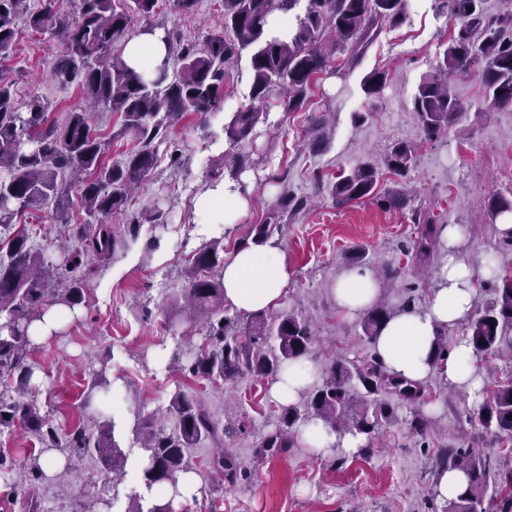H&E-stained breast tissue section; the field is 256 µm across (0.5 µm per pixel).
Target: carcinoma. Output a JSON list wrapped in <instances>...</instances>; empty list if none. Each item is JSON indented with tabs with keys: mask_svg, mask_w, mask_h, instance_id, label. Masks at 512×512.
I'll return each instance as SVG.
<instances>
[{
	"mask_svg": "<svg viewBox=\"0 0 512 512\" xmlns=\"http://www.w3.org/2000/svg\"><path fill=\"white\" fill-rule=\"evenodd\" d=\"M432 2L460 24L439 52L435 71L413 97L427 141L440 139L464 111L450 85L454 75L477 68L489 103L512 105V13H493L486 0ZM58 3L44 0L39 10L30 11L27 0H0V59L13 53L22 21L35 32L58 38L62 54L53 66L54 76L63 84L79 85L84 95V104L68 112L63 123H49L47 104L40 97L21 105L10 83L0 79V227L8 230L26 212L40 208L50 207L64 219L71 205L69 178L81 180L80 204L88 216L84 224L67 225V234L54 243L63 256L57 265L29 245L25 232L0 240L7 256L0 259V374L16 377L23 391L29 390L33 374L30 325L54 306L75 311L88 293L89 261H110L137 243L143 225L166 223V213L158 206L130 215L124 224L106 218L126 213L129 194L155 169L157 147L173 123L188 113L204 119L209 112L223 110L225 78L243 54L249 56L250 105L224 124V173L208 175L213 186L223 176L239 182L246 168L262 161L248 147L260 136L258 128L268 125L273 91L283 90L284 110L301 109L314 75L328 68L336 74L352 70L385 26L407 20L405 0H220L224 30L191 44L165 36L167 54L151 79L113 57L112 48L132 38L134 21L155 14L159 0H121L118 6L115 0H76L75 19ZM275 14L294 17L282 35L268 27ZM387 80L386 71L374 70L364 78L363 90L376 96ZM100 106L122 117L120 130L109 140L92 128L90 112ZM118 137L133 139L138 148L107 163L104 157ZM416 152L415 144L397 141L381 159L340 171L329 183L333 200L344 205L371 198L386 209L411 206L412 197L405 191L377 188L386 172L405 178ZM306 206L307 200L284 194L267 221L252 225L237 245L267 242L279 232L283 214ZM487 209L493 221L512 215V189L494 193ZM413 223L417 227L411 250L420 271L429 273L444 223L418 211ZM223 271L224 244L203 242L184 270L185 288L167 300L166 333L181 346L192 344L193 332L203 334L192 355L181 348L174 353L183 371L213 384L242 375L269 379L312 352L315 327L307 316L293 311H261L245 319L227 314ZM480 287L490 289L494 298L462 324L463 336L482 359L505 350L512 353V276ZM395 313L396 308L384 302L370 306L361 322L364 334L374 339ZM424 393L423 383L390 373L375 354L359 361L333 358L321 368L319 382L303 392L302 403L279 406L274 429L260 438L258 448L264 454L287 452L297 444L300 425L310 420L337 433L370 439L397 419L402 406L412 410L410 428L422 433L427 422L417 407ZM167 413L176 418V428L153 413H136L139 468L146 490L154 496L146 506L142 497H133L128 512H170L166 496L176 490L182 474L192 471L190 449L224 435V425L204 404L179 388L171 394ZM468 413L495 442L512 438V373L486 388ZM18 424L42 448H80L112 468L114 475L123 469L125 459L114 443L110 421L99 423L93 432L79 427L63 444L33 402L0 397V433ZM210 468L230 483L248 479L238 459L222 448L216 449ZM439 468L461 470L468 477L465 492L445 503L441 512H512V469L492 465L485 449H451L440 458Z\"/></svg>",
	"mask_w": 512,
	"mask_h": 512,
	"instance_id": "cac0c4a2",
	"label": "carcinoma"
}]
</instances>
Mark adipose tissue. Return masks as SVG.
<instances>
[{
	"mask_svg": "<svg viewBox=\"0 0 512 512\" xmlns=\"http://www.w3.org/2000/svg\"><path fill=\"white\" fill-rule=\"evenodd\" d=\"M166 55V44L159 33H142L129 40L122 49V59L140 70L160 64ZM196 206L208 216L210 223L235 231V219L248 207V199L240 190L223 184L207 189ZM458 225H446L441 232V245L447 261L441 266L436 284L423 307L402 310L383 326L372 343L373 352L396 375L412 381H425L432 373H440L449 383L464 387L472 399H481L485 379L477 368L478 358L467 338L457 337L447 358L435 362L432 344L437 333L464 323L472 313L477 293V273L460 256ZM293 276L281 247L271 244L235 248L224 261V304L236 313L269 311L279 306ZM336 303L346 317L362 313L377 298L376 282L368 272L355 269L341 276L335 288ZM300 436L305 444L320 454L331 448H342L353 454L362 447V437L336 434L322 423L304 424Z\"/></svg>",
	"mask_w": 512,
	"mask_h": 512,
	"instance_id": "ef3b65f1",
	"label": "adipose tissue"
}]
</instances>
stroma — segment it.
<instances>
[{"instance_id": "35a3bbf8", "label": "stroma", "mask_w": 512, "mask_h": 512, "mask_svg": "<svg viewBox=\"0 0 512 512\" xmlns=\"http://www.w3.org/2000/svg\"><path fill=\"white\" fill-rule=\"evenodd\" d=\"M150 25L174 40H199L222 30L219 0H199L194 18L185 19L164 0L149 21H135V29ZM454 22L424 0L407 23L385 28L370 46L361 64L347 75H317L304 107L284 111L279 94L269 100L271 127L257 145L267 154L264 164L246 169L249 207L237 219L236 235L203 225L197 197L207 190L206 174L224 165L227 144L221 126H211L204 139L200 118L187 115L170 127L157 149L154 171L131 197L132 211L160 204L168 211L163 229L144 225L142 242L158 237L155 249L133 246L90 279L89 293L75 313L65 317L57 335L39 343L31 355L34 372L31 398L41 414L56 424L90 426L92 411L108 415L113 439L126 458L121 484L95 458L70 448L62 450L68 477H47L38 488L49 512H71L75 501L93 512H128L133 496L144 490L137 461L141 453L126 410L114 407V393L137 394L146 412L164 414L175 388L199 395L215 419L229 427L224 449L250 472L248 480L223 483L209 467L197 469L200 496L172 500L171 512H439L435 487L443 451L469 448L475 429L463 413L464 401L441 375L425 381V402L419 407L427 419L424 434H414L408 411L382 428L366 453L342 449L321 456L298 445L274 457H263L257 444L275 422L272 380L240 377L215 388L181 374L172 361L175 342L157 337L155 327L165 319L167 298L184 286L183 270L193 248L211 238H223L232 253L237 234L265 221L278 195L290 191L307 200L305 210L284 215L278 234L294 271L280 307L313 317L316 323L311 370L331 358L357 360L371 354L358 319L344 317L333 289L349 270L348 256L367 254L365 269H398L392 282L379 281L381 298L400 303L406 288L428 299L434 281L421 280L408 247L414 235L413 211L460 225L461 257L482 263L489 272L502 273L496 254L502 239L484 210L488 197L512 186V106L489 107L479 80L458 78L456 95L465 103V115L438 143L423 141L412 100L418 85L432 73ZM61 43L50 36L20 28L13 55L0 61V78L10 82L18 103L40 97L50 106L49 120H63L81 105L83 95L74 85L59 84L52 75ZM384 69L388 82L375 98L362 90L364 76ZM368 112L355 123L354 115ZM332 115V132L321 150H312L307 130L312 118ZM397 141L419 143L416 161L403 184L415 194L413 209L385 210L362 199L346 206L333 201L327 185L339 168L383 154ZM182 154L181 166L171 164L173 150ZM30 244L45 250L50 262H61L50 244L63 237L64 225L49 209L34 210L26 218ZM105 370L108 391L98 392L92 409L83 406L84 394L96 370ZM0 454L11 457L17 471L42 464L44 455L24 427L0 433Z\"/></svg>"}]
</instances>
